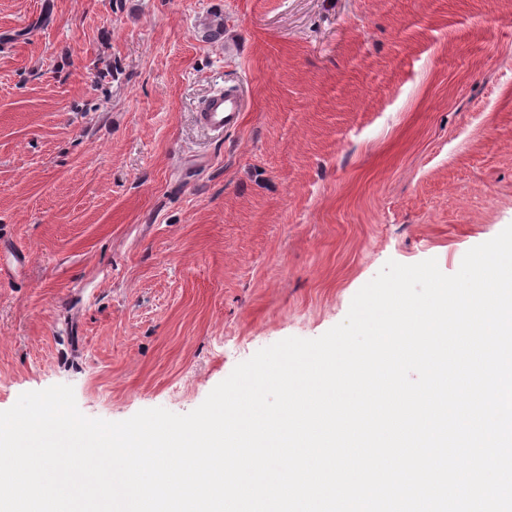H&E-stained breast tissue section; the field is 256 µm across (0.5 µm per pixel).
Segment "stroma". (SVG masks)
Here are the masks:
<instances>
[{
    "label": "stroma",
    "instance_id": "1",
    "mask_svg": "<svg viewBox=\"0 0 512 512\" xmlns=\"http://www.w3.org/2000/svg\"><path fill=\"white\" fill-rule=\"evenodd\" d=\"M511 224L512 0H0V411L189 413ZM242 97L237 89H218L198 107V124L217 136L238 125L242 112Z\"/></svg>",
    "mask_w": 512,
    "mask_h": 512
}]
</instances>
